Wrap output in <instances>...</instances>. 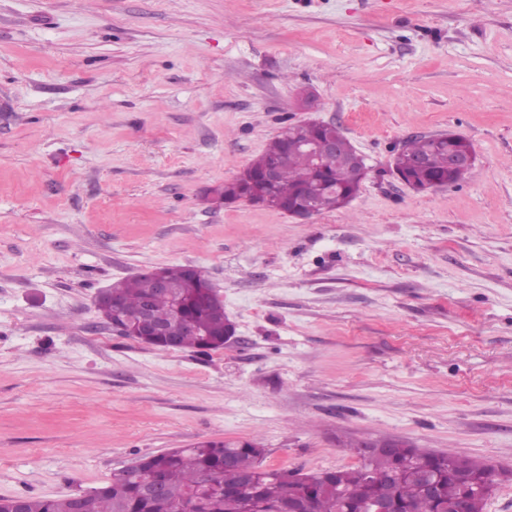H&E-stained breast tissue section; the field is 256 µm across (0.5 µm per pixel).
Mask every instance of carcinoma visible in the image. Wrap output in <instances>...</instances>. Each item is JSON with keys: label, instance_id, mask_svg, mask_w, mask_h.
<instances>
[{"label": "carcinoma", "instance_id": "obj_1", "mask_svg": "<svg viewBox=\"0 0 512 512\" xmlns=\"http://www.w3.org/2000/svg\"><path fill=\"white\" fill-rule=\"evenodd\" d=\"M315 138L331 139L348 153L338 126L293 124L214 193L226 205L248 197L259 206L282 212L301 204L306 195L313 198L319 214L347 206L363 177L336 154H325L319 164H313L299 144ZM469 147L471 143L460 135L436 142L410 138L394 157V171L417 190L442 181L455 184L465 178L469 168L448 172V153ZM283 157L287 163L274 185L257 180L266 166ZM162 273L177 286L185 314L202 325L204 335L184 334L180 323L172 320L171 302L155 294L146 277L122 281L109 291L123 300L126 313L131 315L142 303L151 301L154 319L170 327V335L158 345L160 349L170 341L180 349L198 352L223 347L227 330L224 305L210 302V289L203 281L189 277L186 266H164ZM265 454L266 449L254 441L211 440L143 456L134 474H112L107 485L83 493V501L87 512H180L184 502L193 504V512H288L302 501L308 503L309 512H366L378 500L392 502L398 512H440L448 496L463 495L466 512H484L487 498L479 487L492 470L488 464L462 454L448 456L420 449L415 455L409 449L394 448L364 456L354 468L301 474L263 467ZM425 473L435 483L433 496L423 490L421 475ZM155 483L161 484L163 491L148 493L146 487ZM75 502L72 493L23 498L26 512H72Z\"/></svg>", "mask_w": 512, "mask_h": 512}]
</instances>
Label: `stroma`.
Segmentation results:
<instances>
[{
    "instance_id": "stroma-1",
    "label": "stroma",
    "mask_w": 512,
    "mask_h": 512,
    "mask_svg": "<svg viewBox=\"0 0 512 512\" xmlns=\"http://www.w3.org/2000/svg\"><path fill=\"white\" fill-rule=\"evenodd\" d=\"M310 119L370 169L348 207L214 199ZM448 131L466 178L404 185L397 150ZM166 265L239 343L105 325L100 291ZM382 438L509 471L485 512H512V0H0V497L199 441L312 473Z\"/></svg>"
}]
</instances>
